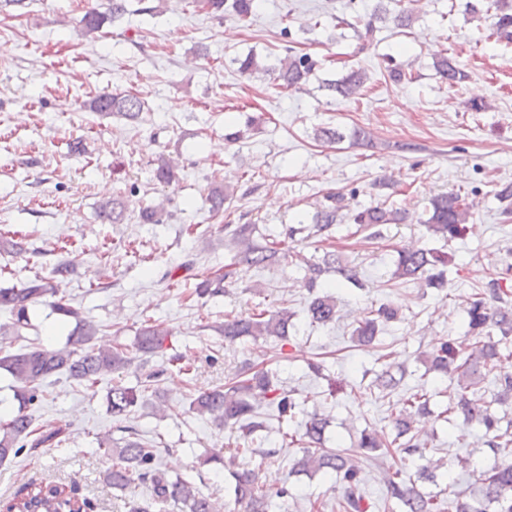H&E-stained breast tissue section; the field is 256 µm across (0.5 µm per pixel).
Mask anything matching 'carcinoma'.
I'll list each match as a JSON object with an SVG mask.
<instances>
[{
    "mask_svg": "<svg viewBox=\"0 0 512 512\" xmlns=\"http://www.w3.org/2000/svg\"><path fill=\"white\" fill-rule=\"evenodd\" d=\"M202 8L213 16L230 14L240 21L249 20L256 8V0H198ZM485 12L495 19L497 38L512 43V0H485ZM126 13V0H107L106 4L88 7L78 21V32L83 37H96L104 26L113 23ZM372 13L360 26L354 27L361 48L373 40L374 18ZM238 71L251 77L264 72L285 90H300L313 73L317 62L308 54H298L293 48L285 49V56L275 65H268L257 55L248 53L234 59ZM433 67L448 84L454 85L465 78L464 72L452 60L435 59ZM367 75L362 69H351L331 85V89L342 97L357 101ZM90 111L112 115L137 122L142 118L144 101L133 94L102 93L89 103ZM327 204L313 217L314 233L328 241L332 228L344 221L340 214V198L336 194L326 196ZM427 218L422 220L432 235L443 240L452 239L466 230L470 207L457 193L441 194L432 198L426 207ZM98 218L104 224H121L124 221L123 202L114 198L98 206ZM353 223L365 229H373L370 238L381 237L377 227L386 224H401L406 212L387 209L381 204L369 206L351 217ZM230 230L231 241L238 246L231 263L224 266V272L206 276L197 289V295L222 296L228 287L236 283V277L252 268H260L289 256V250L279 248L274 242L253 241L252 228L248 224L236 227L225 225ZM448 264V255L435 249L417 248L398 251L393 278L405 283L425 281L440 285L444 280L442 267ZM75 268L68 262H61L53 269V277H37L19 287L0 288V309L11 315L8 324L0 325V334L20 335L22 329L30 326V307L38 302H49L52 312L63 318L78 320L76 331L69 336L62 348H47L31 343L24 351H4L0 355V370L6 371L16 383L14 398L17 410L9 418L0 421V462L6 461L27 448L33 452L50 448L60 442L63 429L33 426V419L26 409L40 400L42 387L47 379L55 375L78 382L94 384L102 377L120 373L131 367L138 355H151L170 336L163 325L148 322L137 332L136 355L116 345L108 350L97 349L92 341L98 333L90 321L80 319L79 311L59 296L57 282L73 275ZM507 277L502 274L489 279L481 288L474 290L467 309L469 336L465 345L458 347L444 341L428 356L431 369L450 375L449 402L445 412L460 417L467 424L475 423L484 430V445L490 448L495 461L491 468L480 475L479 497L471 500L453 488H448V498L439 499L421 492L416 480H428L435 475L436 465L427 460L417 475L407 473L406 460L415 456L425 457L432 440L428 435L413 432L414 418L429 413L430 396L422 390L411 394L401 407L391 413L393 437L376 431H362L357 443L359 454L372 457L377 451L387 455L395 453L397 460L387 466L383 481L388 498L396 501L401 512H486V507L496 505V512H512V417L508 413L498 414L493 406H512V374L496 372L500 345L512 343V292L504 288ZM311 324L327 325L336 321V300L329 296L316 295L308 304ZM397 317V310L381 306L370 312L353 330V340L359 343L373 341L379 326ZM288 311L270 312L261 310L237 315L224 321L221 332L228 341L262 336L284 338L288 336ZM497 332L496 340L492 332ZM493 376L494 389L490 396L477 393L476 386L486 377ZM141 387H127L115 383L108 391L107 402L112 418H127L144 397V392L157 381L159 372L151 370L142 373ZM266 406L278 423L293 422L298 414L299 404L293 393L280 388L269 370H252L247 366L222 386L200 392L191 402L190 409L201 416H209L219 428L236 429L242 439L255 440L268 431L269 414L260 411ZM325 419L313 413L304 424L300 440L304 441L302 456L294 463L300 471H313L334 476L339 481L342 498L336 500V512H368L371 504L366 502L360 487L359 468L352 455L324 447ZM123 436L115 442L109 437L100 439L104 447L115 444L112 449L118 462L103 476L110 488L125 491L146 485L150 488L148 502L137 506L133 512H151L157 503L173 504L180 512H221L218 501L203 494L187 478H168L160 470L157 449L149 441L142 440L136 429L130 426L120 428ZM283 439L296 438L282 434ZM273 458L277 451L255 448H237L232 457L211 456L208 463L222 465L230 471L235 480V501L246 506V512H268L270 500L288 496V487L266 488L258 483L255 472L239 468V458L253 457L257 453ZM83 503L71 496L59 484L42 483L31 486L27 493L17 496L5 505L6 512H80Z\"/></svg>",
    "mask_w": 512,
    "mask_h": 512,
    "instance_id": "1",
    "label": "carcinoma"
}]
</instances>
